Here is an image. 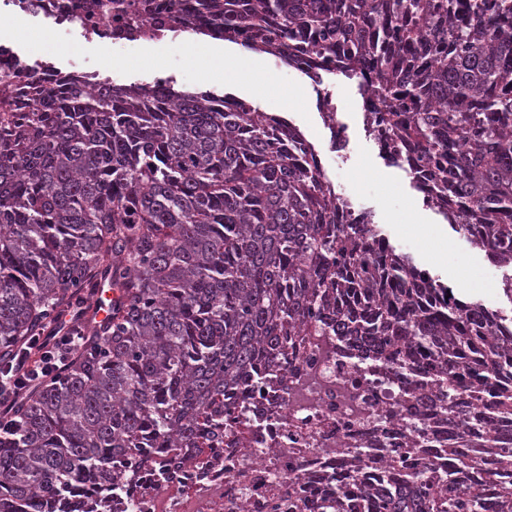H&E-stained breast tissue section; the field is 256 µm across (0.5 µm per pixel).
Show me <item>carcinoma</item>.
Returning <instances> with one entry per match:
<instances>
[{"mask_svg":"<svg viewBox=\"0 0 512 512\" xmlns=\"http://www.w3.org/2000/svg\"><path fill=\"white\" fill-rule=\"evenodd\" d=\"M222 5L224 40L292 61L269 36L314 34L330 53L351 40L342 78L377 75L385 106L367 117L420 150L453 230L501 271L512 304V0H206ZM198 92L138 82L46 94L14 138L0 141V361L57 313L84 337L69 370L18 399L0 435V512H83L103 482L136 467L137 436L195 448L224 428V394L286 356L284 336L318 323L388 351L402 344L441 364L436 398L460 417L448 375L471 372L481 399L512 414V339L503 311L464 300L373 215L336 223L324 174L293 162L283 141L303 134L245 103L219 111ZM464 150H448V136ZM376 241L375 251L367 242ZM116 291L99 320L101 285ZM454 464L419 498L395 482L361 490L368 512H512V484L494 502L479 487L446 488L474 466Z\"/></svg>","mask_w":512,"mask_h":512,"instance_id":"carcinoma-1","label":"carcinoma"}]
</instances>
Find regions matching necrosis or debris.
<instances>
[{"label":"necrosis or debris","mask_w":512,"mask_h":512,"mask_svg":"<svg viewBox=\"0 0 512 512\" xmlns=\"http://www.w3.org/2000/svg\"><path fill=\"white\" fill-rule=\"evenodd\" d=\"M208 26L223 35L200 0H0V91L14 117L28 112L45 91L78 81L108 85L100 69L62 70L50 61L32 65L16 35L19 27L51 31L59 39L92 43L112 52L169 37L174 20ZM294 61L310 70L316 102L334 145L332 155L310 154L306 142L287 147L318 167H347L350 127L338 111L334 76L347 63L337 47L324 67L306 35L289 42ZM0 121V131L15 124ZM288 356L270 375L244 392L224 397V431L201 447L158 453L136 442V472L107 489L111 512H314L324 498L339 497L343 512H363L350 483L377 486L384 476L420 493L422 470L448 467V443L456 436L437 406V365L429 356L378 359L355 336H290ZM450 381L467 421L485 419L497 445L471 449L477 464L459 474L458 488L479 485L486 474L512 483V415L497 414L471 395L473 379L458 372Z\"/></svg>","instance_id":"necrosis-or-debris-1"}]
</instances>
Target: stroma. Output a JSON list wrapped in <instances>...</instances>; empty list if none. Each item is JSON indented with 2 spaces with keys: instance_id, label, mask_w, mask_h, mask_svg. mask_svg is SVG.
I'll use <instances>...</instances> for the list:
<instances>
[{
  "instance_id": "1",
  "label": "stroma",
  "mask_w": 512,
  "mask_h": 512,
  "mask_svg": "<svg viewBox=\"0 0 512 512\" xmlns=\"http://www.w3.org/2000/svg\"><path fill=\"white\" fill-rule=\"evenodd\" d=\"M20 40L34 61L52 59L66 70L76 63L89 68L104 63L113 77L125 84L143 79L147 70L163 71L173 77L174 87L178 90L198 88L199 68L204 59L210 58L218 62L219 70L208 82V89L220 95L234 92L233 87L224 83V73L234 62L224 57L222 41L212 38L201 49L191 42L181 48L150 43L136 51L108 55L89 44H61L41 30L23 29ZM260 61L263 69L274 75L276 83L272 90L251 94L250 102L262 111L289 120L317 150H327L329 132L314 97L309 94V79L271 55L261 54ZM289 87L306 90L307 99H279V90ZM339 100L345 120L358 131L359 137L353 145V158L348 169L341 173L329 169V178L339 179L354 202L373 213L375 222L381 224L391 244L412 254L419 266L429 269L465 298L481 300L493 309H512V304L497 288L499 271L485 253L471 247L440 214L421 209L420 194L411 176L402 168L387 164L361 136L362 107L351 89H344Z\"/></svg>"
}]
</instances>
